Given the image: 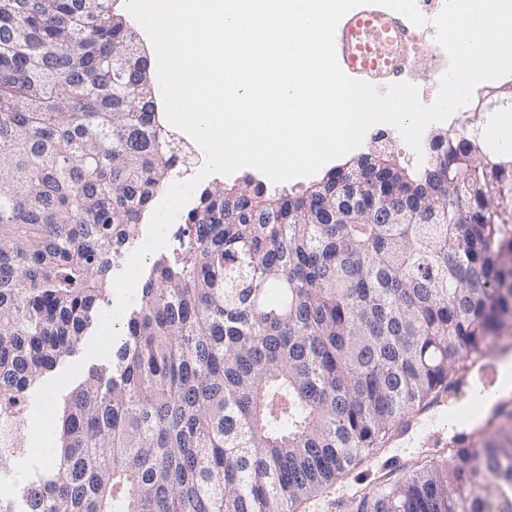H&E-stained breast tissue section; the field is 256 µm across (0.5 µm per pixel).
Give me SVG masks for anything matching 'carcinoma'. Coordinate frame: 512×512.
<instances>
[{
	"label": "carcinoma",
	"mask_w": 512,
	"mask_h": 512,
	"mask_svg": "<svg viewBox=\"0 0 512 512\" xmlns=\"http://www.w3.org/2000/svg\"><path fill=\"white\" fill-rule=\"evenodd\" d=\"M136 42L114 0H0V466L180 176ZM452 140L415 173L383 149L298 196L203 188L112 358L58 399L52 468L0 512H296L408 425L512 325V169ZM358 512H512V438ZM197 144V143H196ZM198 145V144H197ZM198 147L200 148V146L198 145ZM201 149V148H200ZM201 151L203 152V150L201 149ZM205 161H206V157H205V154L203 152V159H202V163L200 165V167L198 168L197 171H195L194 173L193 172H190L188 171V174H185L183 176H180L179 178H176L174 181L171 182V184L175 181H187V180H190L192 178H194L200 171L201 169L204 167L205 165ZM170 184V185H171ZM170 185L168 187H166L164 190L160 191L158 193V195L156 196L155 200H154V204H153V208H152V212H151V215L147 218V220L145 221V224L142 226V230H141V238H140V241L133 245V246H130L128 248H126L124 250V253L121 257V259L117 260V263L115 268H113L112 270V288H111V300H112V305L107 309V311H110L112 310L115 305H116V302H117V296H116V293H115V289H114V279L115 277L123 270L125 264H126V261L128 259V257L130 256V254L132 252H134L145 240L146 238V235H147V229H148V225H149V221L151 219V216L154 212V210L156 209V207L159 205V203L162 201V199L164 198L168 188L170 187Z\"/></svg>",
	"instance_id": "obj_1"
}]
</instances>
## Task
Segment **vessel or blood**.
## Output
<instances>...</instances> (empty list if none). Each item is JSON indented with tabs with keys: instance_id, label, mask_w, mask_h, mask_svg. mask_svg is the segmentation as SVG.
<instances>
[{
	"instance_id": "obj_1",
	"label": "vessel or blood",
	"mask_w": 512,
	"mask_h": 512,
	"mask_svg": "<svg viewBox=\"0 0 512 512\" xmlns=\"http://www.w3.org/2000/svg\"><path fill=\"white\" fill-rule=\"evenodd\" d=\"M337 59L350 74L378 89L404 81L412 72L413 36L401 18L383 10L355 9L338 25Z\"/></svg>"
}]
</instances>
